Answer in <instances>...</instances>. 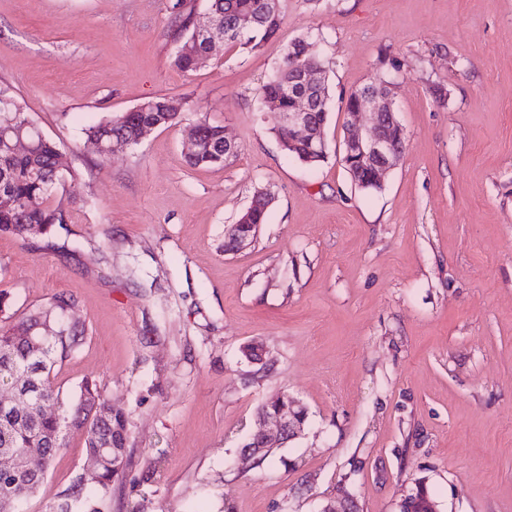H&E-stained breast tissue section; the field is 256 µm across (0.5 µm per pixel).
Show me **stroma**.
<instances>
[{
	"label": "stroma",
	"mask_w": 512,
	"mask_h": 512,
	"mask_svg": "<svg viewBox=\"0 0 512 512\" xmlns=\"http://www.w3.org/2000/svg\"><path fill=\"white\" fill-rule=\"evenodd\" d=\"M260 48L196 71L169 0H0V85L60 153L77 191L57 249L0 234V291L23 317L71 296L80 346L51 381L96 380L132 461L101 512H512V0H283ZM305 40L331 92L327 154L288 155L256 93ZM387 82L406 137L375 191L343 162L352 90ZM175 125L99 155L89 127L150 99ZM235 157L187 166L201 116ZM252 244L224 250L256 191ZM261 360L247 357L253 344ZM307 412L264 460L242 455L257 408ZM87 465L72 430L21 512H51ZM405 504H407L403 511L406 512H433L434 510L437 512V505L435 506V501L426 488L422 485H419L416 488V491L409 494L405 499Z\"/></svg>",
	"instance_id": "35a3bbf8"
}]
</instances>
